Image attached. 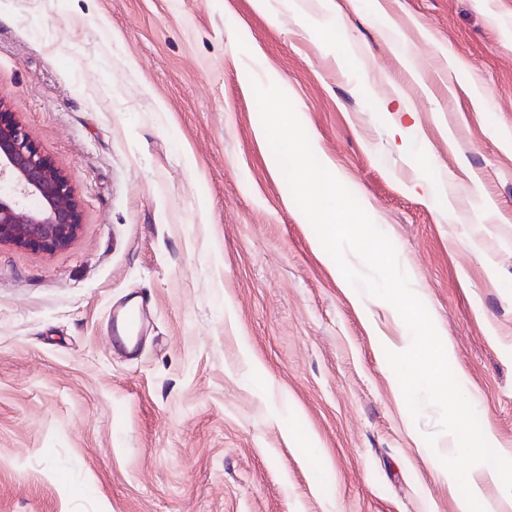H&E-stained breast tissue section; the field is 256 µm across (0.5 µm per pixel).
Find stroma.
<instances>
[{
	"instance_id": "stroma-1",
	"label": "stroma",
	"mask_w": 512,
	"mask_h": 512,
	"mask_svg": "<svg viewBox=\"0 0 512 512\" xmlns=\"http://www.w3.org/2000/svg\"><path fill=\"white\" fill-rule=\"evenodd\" d=\"M336 2L0 0V102L82 211L64 250L0 248V512H459L429 461L454 438L385 357L411 334L322 257L255 79L392 241L510 449L475 497L512 493V0ZM131 297L152 326L126 358L108 321Z\"/></svg>"
}]
</instances>
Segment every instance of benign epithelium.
I'll use <instances>...</instances> for the list:
<instances>
[{"instance_id":"1","label":"benign epithelium","mask_w":512,"mask_h":512,"mask_svg":"<svg viewBox=\"0 0 512 512\" xmlns=\"http://www.w3.org/2000/svg\"><path fill=\"white\" fill-rule=\"evenodd\" d=\"M0 246L53 254L67 248L81 228V209L69 178L41 152L15 114L0 103Z\"/></svg>"}]
</instances>
